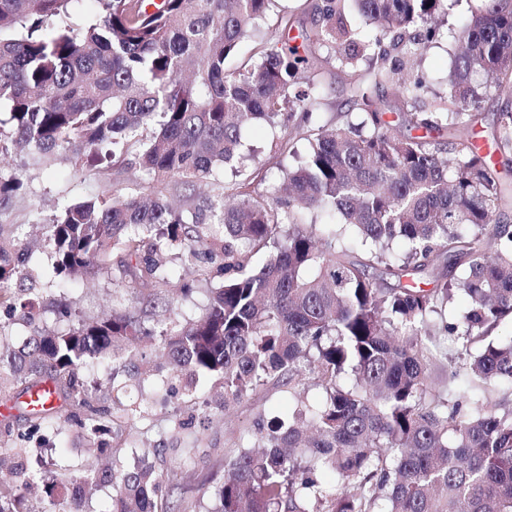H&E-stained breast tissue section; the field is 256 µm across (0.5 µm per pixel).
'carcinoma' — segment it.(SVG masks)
Instances as JSON below:
<instances>
[{
    "instance_id": "obj_1",
    "label": "carcinoma",
    "mask_w": 512,
    "mask_h": 512,
    "mask_svg": "<svg viewBox=\"0 0 512 512\" xmlns=\"http://www.w3.org/2000/svg\"><path fill=\"white\" fill-rule=\"evenodd\" d=\"M77 0H0V212L24 189L3 176L14 156L52 158L95 172L96 200L60 205L40 221L52 271L87 276L120 254L115 286L144 278L141 315L113 311L64 333L36 329L22 349L0 350V388L28 394L49 383L98 443L108 410L90 403L83 365L154 342L171 378L206 374L223 389L224 414L276 382L314 381L318 405L298 400L284 418L256 423L225 458L211 512H512V409L460 391L512 385V340L471 347L512 320V0H478L453 29V94L416 106L415 68L448 24L449 0H317L313 22L276 46L259 29L271 0H96L97 13L71 22ZM354 3L372 35L346 18ZM254 54L226 67L240 44ZM400 46L395 65L384 41ZM403 98L388 119L384 101L358 81L356 119L321 121L322 60L357 72L366 58ZM482 73L502 97L497 130L479 143L474 123ZM256 120L280 129L279 196L263 177L229 184L214 169L244 164L241 131ZM307 142L305 150L297 143ZM150 178L124 192L113 175ZM211 182V194L196 186ZM13 225L0 224V318L35 320L38 276L13 259ZM178 245L195 281L218 280L196 320L179 317L162 256ZM267 249L261 266L253 254ZM460 320H444L455 293ZM156 316L148 326L141 317ZM452 336L448 385L435 390L437 337ZM117 461L101 476L64 487L59 512H79L84 486L112 483L108 512H169L164 487L183 472ZM0 512H21L0 486Z\"/></svg>"
}]
</instances>
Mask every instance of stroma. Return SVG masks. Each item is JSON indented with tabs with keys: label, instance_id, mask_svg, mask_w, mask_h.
<instances>
[{
	"label": "stroma",
	"instance_id": "35a3bbf8",
	"mask_svg": "<svg viewBox=\"0 0 512 512\" xmlns=\"http://www.w3.org/2000/svg\"><path fill=\"white\" fill-rule=\"evenodd\" d=\"M453 62L451 39L430 45L419 61L426 79L420 107L450 97L448 74ZM320 80L325 89L322 119L339 122L350 77L329 63L323 65ZM11 167L23 174L26 191L15 199L8 213L0 215V222L18 225V243L26 250L27 263L41 274L39 286L44 301L66 298L87 322L101 320L115 309L136 311L139 288L115 287L103 271L59 287L49 275L51 259L47 248L33 242L38 233L33 225L35 218L48 217L58 204L100 196L104 186L98 178L61 159L31 166L25 158L18 157ZM84 374L96 388L95 405L108 409L114 420L104 452L97 451L74 425L70 406H62L50 422L37 427L16 389L0 391V446L10 449L13 457L0 469V481L13 489L29 512H56L58 501L47 495L46 481L63 475L76 478L104 469L116 455L125 465H133L144 448L156 449L152 462L160 470L168 467L171 458L190 457L189 467L178 477L172 500L176 512H207L212 503L213 481L223 476L224 459L243 432L253 429L259 419L287 412L294 402L288 387L271 382L226 416L212 380L203 377L197 383V393L209 405L202 415L187 407L183 382L169 378L168 365L160 358L151 361L149 376L142 382L128 380L122 365L96 360L85 367ZM116 380L125 384L117 395L112 392ZM137 406L142 409L140 418L127 419L128 409Z\"/></svg>",
	"mask_w": 512,
	"mask_h": 512
}]
</instances>
